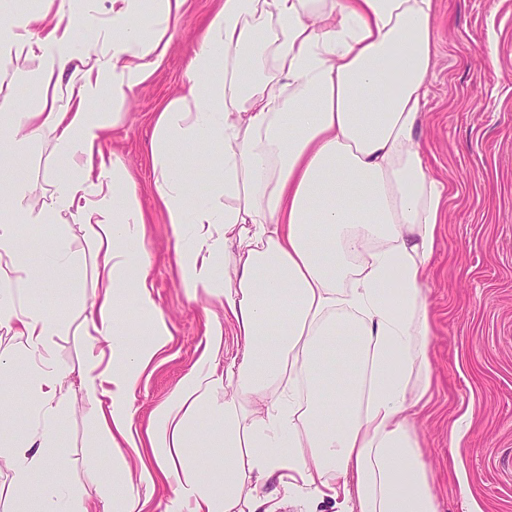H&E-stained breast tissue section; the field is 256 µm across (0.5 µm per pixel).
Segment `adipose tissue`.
Listing matches in <instances>:
<instances>
[{
  "instance_id": "1",
  "label": "adipose tissue",
  "mask_w": 512,
  "mask_h": 512,
  "mask_svg": "<svg viewBox=\"0 0 512 512\" xmlns=\"http://www.w3.org/2000/svg\"><path fill=\"white\" fill-rule=\"evenodd\" d=\"M186 2L41 0L0 20V329L26 341L34 418L27 439L8 445L13 504L98 512L50 454L67 374L50 346L61 323L45 309L63 288L45 271L75 258L60 236L31 265L18 232L64 212L98 245L81 388L98 404V434L151 451L156 468L142 479L176 483L165 512H235L245 484L272 480L336 512H438L411 421L432 383L423 286L447 194L417 139L434 0H212L184 90L153 115L151 163L183 286L221 300L224 318L209 323L208 350L146 428L135 424L131 397L171 331L149 278L136 182L121 149L102 146L172 51ZM24 55L39 62L30 104L13 92ZM47 130L69 165L39 206L10 161ZM194 154L224 171L192 198ZM128 294L136 330L115 315ZM228 321L239 347L220 369ZM200 411L214 450L192 459ZM105 492L113 512H155L124 468Z\"/></svg>"
}]
</instances>
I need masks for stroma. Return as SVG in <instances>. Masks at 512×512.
Returning a JSON list of instances; mask_svg holds the SVG:
<instances>
[{"mask_svg": "<svg viewBox=\"0 0 512 512\" xmlns=\"http://www.w3.org/2000/svg\"><path fill=\"white\" fill-rule=\"evenodd\" d=\"M210 9L211 0H187L175 50L155 78L134 91L127 120L112 129L109 140L123 149L139 183V197L149 214L150 278L172 332L131 399L136 421L143 426L205 350L208 321L224 317L217 300L190 299L181 286L174 237L152 194L150 159L152 114L186 83L194 38ZM433 25L435 64L418 138L427 172L447 185L448 198L424 284L434 317V383L415 424L424 438L439 512H468L474 502L482 512H512V0H435ZM12 167L33 182L35 201L43 204L53 191L52 175L65 171L66 162L55 149L54 133L48 132ZM60 233L66 235L77 265L55 278H76L81 286L50 305L63 324L52 348L68 373L69 389L54 454L71 484L97 503L101 483L117 462L136 474L142 461L132 449L110 447L98 435V406L80 386L84 320L95 300L92 239L64 213L56 223L20 228L22 237L41 245ZM1 353L11 365L0 375L14 381L11 391L0 397L13 413L0 423V439L7 441L20 438L30 426L24 338L0 330ZM463 415L472 425L459 449L464 473L459 479L448 445L450 428ZM90 455L99 460L98 474L84 467Z\"/></svg>", "mask_w": 512, "mask_h": 512, "instance_id": "obj_1", "label": "stroma"}]
</instances>
